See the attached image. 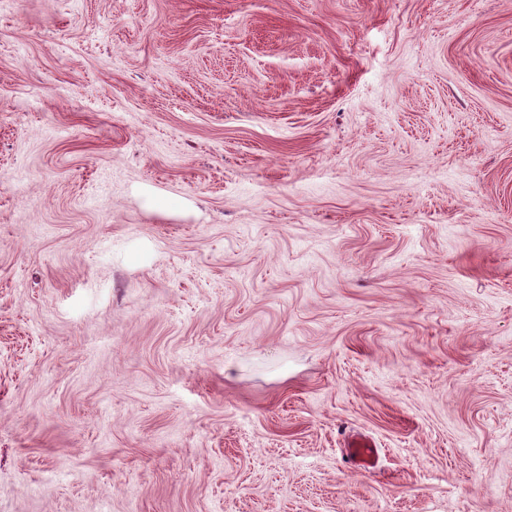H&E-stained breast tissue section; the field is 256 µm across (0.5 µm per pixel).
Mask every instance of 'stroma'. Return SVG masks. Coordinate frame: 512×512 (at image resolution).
<instances>
[{
    "label": "stroma",
    "instance_id": "35a3bbf8",
    "mask_svg": "<svg viewBox=\"0 0 512 512\" xmlns=\"http://www.w3.org/2000/svg\"><path fill=\"white\" fill-rule=\"evenodd\" d=\"M0 512H512V0H0ZM347 455L353 462L363 469H369L375 466L377 462V448L367 439L355 438L348 445Z\"/></svg>",
    "mask_w": 512,
    "mask_h": 512
}]
</instances>
